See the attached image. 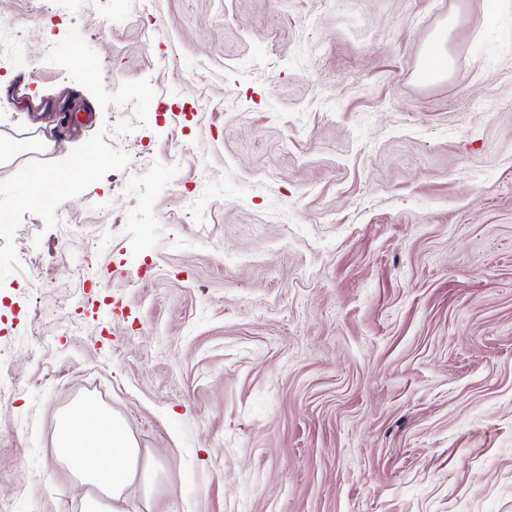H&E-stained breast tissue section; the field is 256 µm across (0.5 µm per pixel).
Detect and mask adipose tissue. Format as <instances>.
I'll list each match as a JSON object with an SVG mask.
<instances>
[{
  "label": "adipose tissue",
  "instance_id": "1",
  "mask_svg": "<svg viewBox=\"0 0 512 512\" xmlns=\"http://www.w3.org/2000/svg\"><path fill=\"white\" fill-rule=\"evenodd\" d=\"M55 450L85 489L81 512H120L140 465V450L121 417L94 402H77L58 420Z\"/></svg>",
  "mask_w": 512,
  "mask_h": 512
}]
</instances>
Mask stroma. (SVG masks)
<instances>
[{
    "instance_id": "obj_1",
    "label": "stroma",
    "mask_w": 512,
    "mask_h": 512,
    "mask_svg": "<svg viewBox=\"0 0 512 512\" xmlns=\"http://www.w3.org/2000/svg\"><path fill=\"white\" fill-rule=\"evenodd\" d=\"M0 39V505L79 512L91 398L157 472L123 512H512V0H0ZM447 41L448 30L443 27L435 33L432 41L428 43L429 61L422 71L421 76L423 79H433L447 73L448 54L445 50Z\"/></svg>"
}]
</instances>
